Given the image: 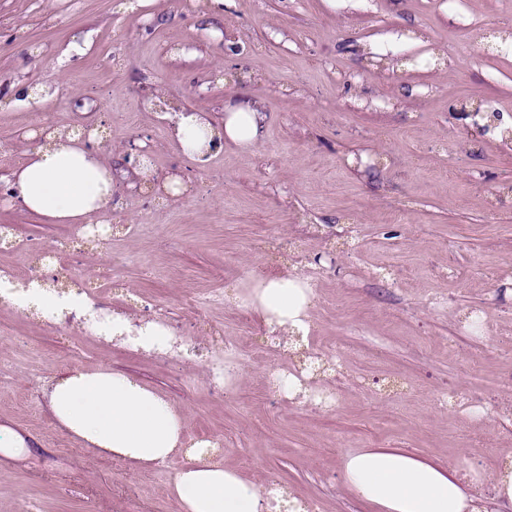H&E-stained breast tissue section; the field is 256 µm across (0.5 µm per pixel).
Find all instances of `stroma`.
<instances>
[{
    "instance_id": "obj_1",
    "label": "stroma",
    "mask_w": 512,
    "mask_h": 512,
    "mask_svg": "<svg viewBox=\"0 0 512 512\" xmlns=\"http://www.w3.org/2000/svg\"><path fill=\"white\" fill-rule=\"evenodd\" d=\"M512 0H226L202 23L193 0H0V92L52 96L43 124L97 131L115 162L151 149L162 199L120 184L103 225L76 235L0 191V270L83 292L102 314L162 321L178 348L146 354L92 335L76 312L45 320L0 301V423L37 441L0 463V512H177L187 461L136 469L58 428L46 392L74 368L132 374L186 414L246 479L307 512H370L345 490L342 456L400 448L492 478L512 452V148L467 110L512 125ZM265 112L250 152L201 164L148 101ZM27 108H0V178L27 158ZM313 289L292 353L231 302L257 277ZM214 295L188 306L190 291ZM228 339L231 352L220 341ZM238 363L217 382L214 368ZM295 373L307 398L273 382Z\"/></svg>"
}]
</instances>
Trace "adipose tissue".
Segmentation results:
<instances>
[{
    "mask_svg": "<svg viewBox=\"0 0 512 512\" xmlns=\"http://www.w3.org/2000/svg\"><path fill=\"white\" fill-rule=\"evenodd\" d=\"M265 116L248 106L228 109L223 119L207 112L176 113L171 135L184 152L205 163L231 142L241 150L262 138ZM35 145L26 161L13 168L6 188L26 211L54 224H90L112 206L116 185L129 175L149 179L146 161L134 171L112 168L94 138L50 130H31ZM17 308L37 306L45 318L78 309L95 335L118 339L131 349L166 354L175 339L157 321L136 324L116 313L102 316L85 296L60 295L32 283L10 293ZM313 291L302 277L287 274L255 282L242 296L270 331L288 338H307L311 330ZM57 423L95 454L108 455L147 468L169 460L184 445L186 416L156 390L137 378L111 368L74 369L59 377L47 393ZM344 484L375 512H486L469 487L474 477L458 466L440 467L398 448H362L343 457ZM179 512H271L273 505L303 512L276 491L265 490L236 470L214 460L207 450L194 451L172 481Z\"/></svg>",
    "mask_w": 512,
    "mask_h": 512,
    "instance_id": "adipose-tissue-1",
    "label": "adipose tissue"
}]
</instances>
